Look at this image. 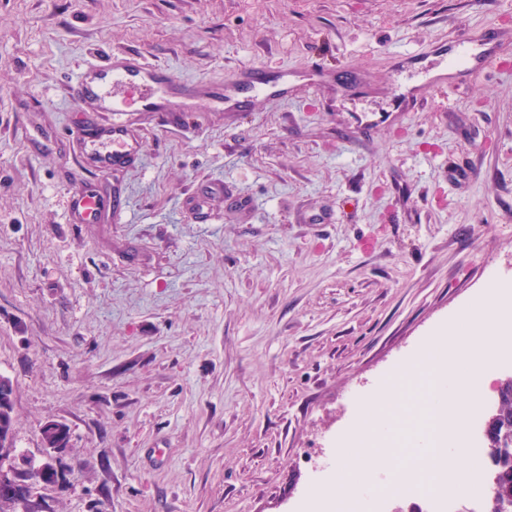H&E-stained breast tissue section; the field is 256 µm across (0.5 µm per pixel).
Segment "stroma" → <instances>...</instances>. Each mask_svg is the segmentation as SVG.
<instances>
[{"label":"stroma","mask_w":512,"mask_h":512,"mask_svg":"<svg viewBox=\"0 0 512 512\" xmlns=\"http://www.w3.org/2000/svg\"><path fill=\"white\" fill-rule=\"evenodd\" d=\"M486 68L401 112L462 38ZM115 51L183 82L295 72L262 111L127 118L97 177L68 91ZM333 70L318 87L312 62ZM118 221L74 224L88 181ZM512 292V0H0V373L14 449L69 430L44 512H323L358 402Z\"/></svg>","instance_id":"35a3bbf8"}]
</instances>
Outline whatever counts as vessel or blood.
Returning a JSON list of instances; mask_svg holds the SVG:
<instances>
[{"instance_id":"b4317fda","label":"vessel or blood","mask_w":512,"mask_h":512,"mask_svg":"<svg viewBox=\"0 0 512 512\" xmlns=\"http://www.w3.org/2000/svg\"><path fill=\"white\" fill-rule=\"evenodd\" d=\"M290 90L287 71L267 77L264 67L240 70L233 81L220 87L185 83L175 79L164 67L146 62L135 54H115L99 64L82 67L72 82L69 95L78 103L90 102L113 118L83 143L88 162L105 173L118 164L135 160L140 144L131 132L123 112L138 107L142 112H173L178 103L189 104L194 112H232L240 108L239 94L264 103L269 97L287 96ZM112 204L90 187H82L72 197L75 223L99 222Z\"/></svg>"}]
</instances>
